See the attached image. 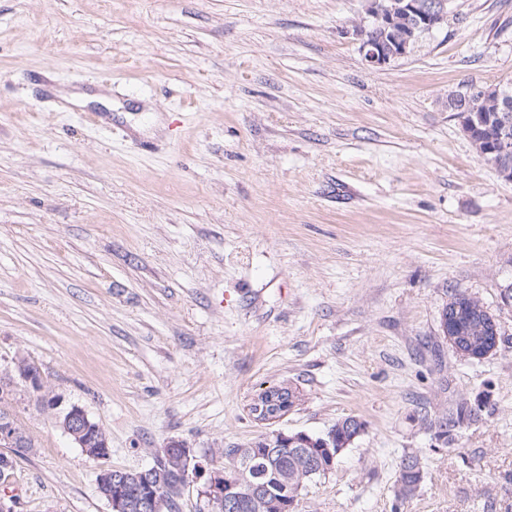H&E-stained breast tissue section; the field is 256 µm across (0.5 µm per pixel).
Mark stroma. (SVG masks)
Segmentation results:
<instances>
[{"label": "stroma", "mask_w": 512, "mask_h": 512, "mask_svg": "<svg viewBox=\"0 0 512 512\" xmlns=\"http://www.w3.org/2000/svg\"><path fill=\"white\" fill-rule=\"evenodd\" d=\"M371 21L368 0H0V378L32 443L7 451L12 512H110L99 472L173 440L201 465L179 512H210L222 449L347 417L363 431L294 512H512V183L448 110L512 83V0H448L380 68L351 34ZM454 291L501 327L483 360L441 332ZM272 386L300 401L268 426ZM463 402L479 420L442 442ZM290 388H271L260 394L251 406V413L256 420H264L267 414L279 413L283 410L289 411L299 400L295 391ZM58 425L82 451L95 460L109 455V438L104 429L91 420L86 410L76 404L56 415ZM480 406H465L459 405L455 411H449L448 414L442 415L435 422L436 428L442 430L440 435L441 440H445L444 436H448V440H452L453 436L461 429L460 424L465 420L467 424L477 421L481 416ZM423 477L419 456L413 452L405 454L399 463L396 498L406 499L413 495L422 483Z\"/></svg>", "instance_id": "1"}]
</instances>
